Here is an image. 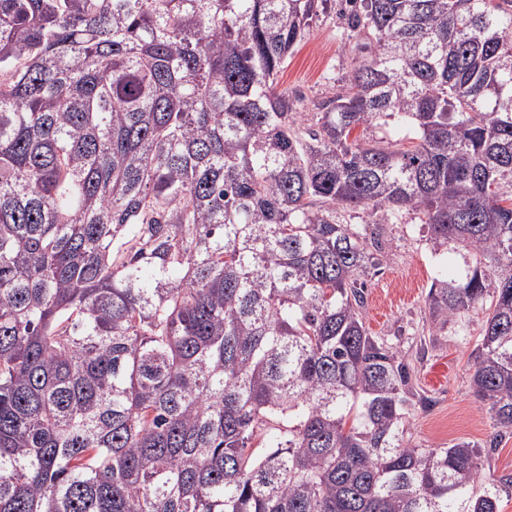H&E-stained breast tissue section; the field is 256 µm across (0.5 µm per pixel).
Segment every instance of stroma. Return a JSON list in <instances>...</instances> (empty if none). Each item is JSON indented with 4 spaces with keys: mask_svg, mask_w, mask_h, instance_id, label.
I'll list each match as a JSON object with an SVG mask.
<instances>
[{
    "mask_svg": "<svg viewBox=\"0 0 512 512\" xmlns=\"http://www.w3.org/2000/svg\"><path fill=\"white\" fill-rule=\"evenodd\" d=\"M356 32L349 27L341 0H330L311 21L301 42L277 77L287 91L300 135L314 129L321 105L339 91L343 78L362 54ZM340 220L380 233L385 244L381 266L368 270L365 323L372 336L408 353L419 392L429 406L413 405L407 436L420 448H446L467 440L496 441L487 470L512 473V431L497 430L484 404L470 389L473 349L480 336L484 308L471 309L460 328L449 329L431 343L420 338L429 320L428 290L437 275L455 276L462 265L457 253L434 255L417 214L407 213L394 224H373L368 212H345Z\"/></svg>",
    "mask_w": 512,
    "mask_h": 512,
    "instance_id": "obj_1",
    "label": "stroma"
}]
</instances>
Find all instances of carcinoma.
I'll use <instances>...</instances> for the list:
<instances>
[{"mask_svg":"<svg viewBox=\"0 0 512 512\" xmlns=\"http://www.w3.org/2000/svg\"><path fill=\"white\" fill-rule=\"evenodd\" d=\"M327 2L0 0V512H499L494 442L407 438L337 210L462 252L432 335L492 297L511 430L512 0H345L368 58L304 139L275 80ZM362 127L357 128L353 134L352 138L360 135L361 138L365 140H394L401 141L405 145H408L409 140L407 137H412V133H410L407 129L402 127H397L395 125L390 124L389 126H369L365 131H362Z\"/></svg>","mask_w":512,"mask_h":512,"instance_id":"obj_1","label":"carcinoma"}]
</instances>
